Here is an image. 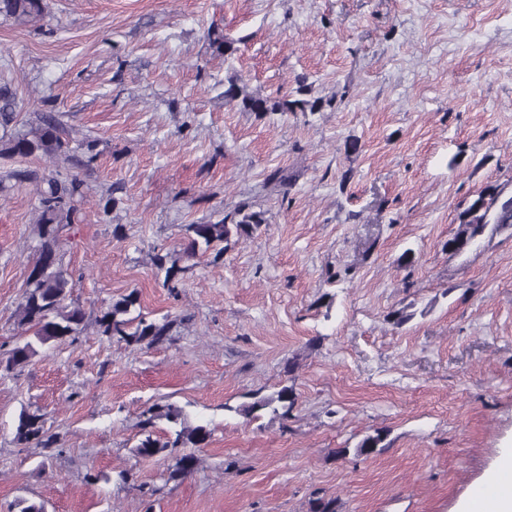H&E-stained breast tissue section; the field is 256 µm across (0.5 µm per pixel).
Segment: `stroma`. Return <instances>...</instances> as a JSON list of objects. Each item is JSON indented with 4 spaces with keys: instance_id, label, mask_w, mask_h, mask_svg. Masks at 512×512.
I'll return each mask as SVG.
<instances>
[{
    "instance_id": "stroma-1",
    "label": "stroma",
    "mask_w": 512,
    "mask_h": 512,
    "mask_svg": "<svg viewBox=\"0 0 512 512\" xmlns=\"http://www.w3.org/2000/svg\"><path fill=\"white\" fill-rule=\"evenodd\" d=\"M46 3L39 29L0 16V89L16 127L54 114L76 148L85 197L58 257L86 320L24 373L0 365V512H457L512 448V228L446 248L481 192L512 190V0ZM230 75L277 98L303 76L328 105L245 112ZM52 168L0 158V361L25 337L29 174ZM278 169L289 189L266 186ZM242 204L265 224L183 258L186 225ZM158 254L183 269L177 293ZM132 291L169 341L99 334ZM286 385L288 419L233 413ZM156 404L211 428L189 475L136 450ZM25 409L55 447L15 443ZM377 430L387 448L352 456Z\"/></svg>"
}]
</instances>
